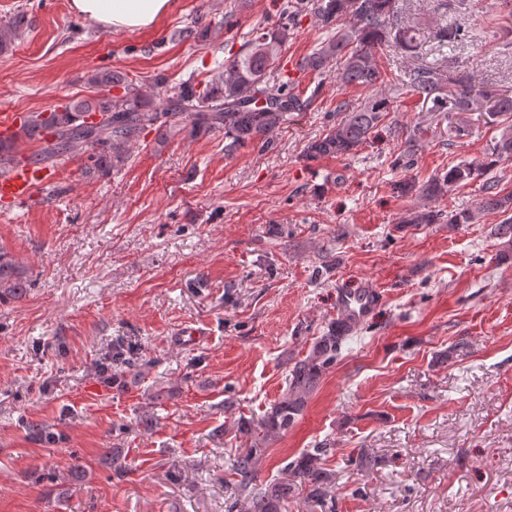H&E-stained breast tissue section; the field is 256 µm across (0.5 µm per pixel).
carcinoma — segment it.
<instances>
[{"label": "carcinoma", "mask_w": 512, "mask_h": 512, "mask_svg": "<svg viewBox=\"0 0 512 512\" xmlns=\"http://www.w3.org/2000/svg\"><path fill=\"white\" fill-rule=\"evenodd\" d=\"M279 24H262L253 29L250 42L224 62L213 79L194 85L176 83L165 90L155 105L127 75L101 69L92 74L91 84L99 97L89 103L70 99L47 112H31L24 125V137L39 143V149L24 156L17 141L0 139V171L22 161L53 167L75 154L89 153L93 164L88 173L116 169L130 157L132 143L148 129H165L193 138L202 131H222L227 151L247 144H267L268 136L288 122L295 112L310 103L301 97L293 80L272 81L270 72L280 63L282 47L296 18L309 13L325 32L313 51L299 63L301 71L324 74L331 61L338 64L336 80L363 88L371 95L358 110L347 113L336 125L307 146L310 159L341 158L368 142L374 129L389 111L390 99L383 92L385 78L376 62L383 47L394 44L406 52L415 51L424 36L422 28L405 25L398 0H278ZM31 21L17 16L0 25V52L20 39ZM442 77L435 69L419 68L411 75V87L426 100L439 89ZM448 98L459 110L480 105L474 86L464 73L448 79ZM489 112L512 114V97L491 98ZM98 117L99 122L91 121ZM512 158V132L503 134L488 163L454 165L433 176L422 186L423 196L434 199L485 175V169L502 159ZM498 183L487 180L484 210L509 213L512 194L497 191ZM27 283V271L8 252L0 249V298L19 297ZM352 328L336 320L314 338L307 355L286 372V391L281 399L257 419L237 423L245 446L234 455L232 492L226 512L239 502L246 512H286L288 500L298 491L306 500L322 507L336 490V470L326 467L330 453L320 443L300 453L285 467V476L272 481L258 479L257 466L272 439L288 431L303 414L307 401L323 376L336 364Z\"/></svg>", "instance_id": "carcinoma-1"}]
</instances>
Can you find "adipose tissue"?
Returning a JSON list of instances; mask_svg holds the SVG:
<instances>
[{
    "mask_svg": "<svg viewBox=\"0 0 512 512\" xmlns=\"http://www.w3.org/2000/svg\"><path fill=\"white\" fill-rule=\"evenodd\" d=\"M72 10L109 30L152 26L169 9V0H71Z\"/></svg>",
    "mask_w": 512,
    "mask_h": 512,
    "instance_id": "adipose-tissue-1",
    "label": "adipose tissue"
}]
</instances>
